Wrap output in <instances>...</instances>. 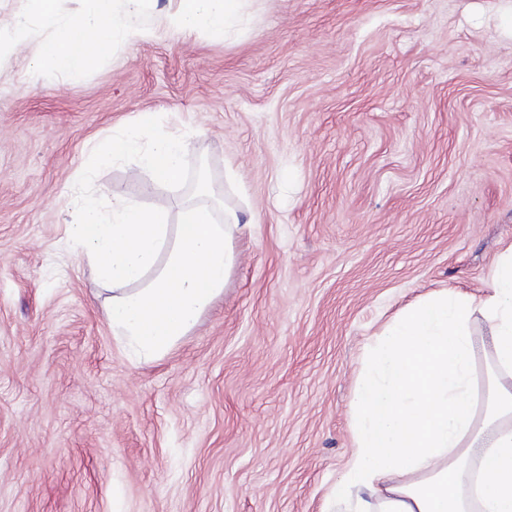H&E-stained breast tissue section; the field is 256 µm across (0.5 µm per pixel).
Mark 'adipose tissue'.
<instances>
[{
  "label": "adipose tissue",
  "mask_w": 512,
  "mask_h": 512,
  "mask_svg": "<svg viewBox=\"0 0 512 512\" xmlns=\"http://www.w3.org/2000/svg\"><path fill=\"white\" fill-rule=\"evenodd\" d=\"M186 144L155 134L150 118L116 136L107 154L134 155L160 185L181 183ZM235 213L130 202L104 213L87 198L70 239L112 293L113 337L151 362L187 336L221 295L237 261ZM491 329L495 371L474 375L470 326ZM354 447L333 490L346 512H512V247L480 297L432 293L370 343L352 410Z\"/></svg>",
  "instance_id": "obj_1"
}]
</instances>
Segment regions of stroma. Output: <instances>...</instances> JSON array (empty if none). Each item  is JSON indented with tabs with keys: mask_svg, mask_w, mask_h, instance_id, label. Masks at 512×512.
<instances>
[{
	"mask_svg": "<svg viewBox=\"0 0 512 512\" xmlns=\"http://www.w3.org/2000/svg\"><path fill=\"white\" fill-rule=\"evenodd\" d=\"M85 78L0 61V512H336L365 346L512 245V0H243ZM158 185L102 158L141 113ZM237 213L223 295L158 360L68 243L84 197ZM186 144L178 133L156 135L149 117L142 118L135 129L112 139L107 157L112 160L135 155L139 168L160 185L175 186L182 182Z\"/></svg>",
	"mask_w": 512,
	"mask_h": 512,
	"instance_id": "obj_1",
	"label": "stroma"
}]
</instances>
